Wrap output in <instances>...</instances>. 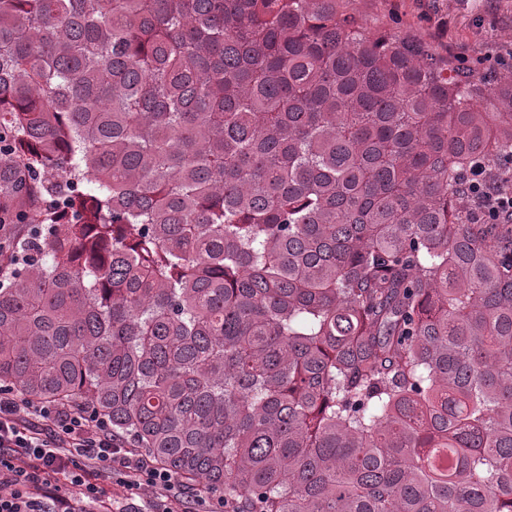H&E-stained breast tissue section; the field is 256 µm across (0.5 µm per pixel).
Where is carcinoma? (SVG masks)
<instances>
[{"label": "carcinoma", "mask_w": 512, "mask_h": 512, "mask_svg": "<svg viewBox=\"0 0 512 512\" xmlns=\"http://www.w3.org/2000/svg\"><path fill=\"white\" fill-rule=\"evenodd\" d=\"M482 100L343 0H0V384L234 512H512ZM483 166L471 168L465 186V198L474 199L479 207L482 220L491 224L512 223V189L501 184H492L482 177Z\"/></svg>", "instance_id": "obj_1"}]
</instances>
